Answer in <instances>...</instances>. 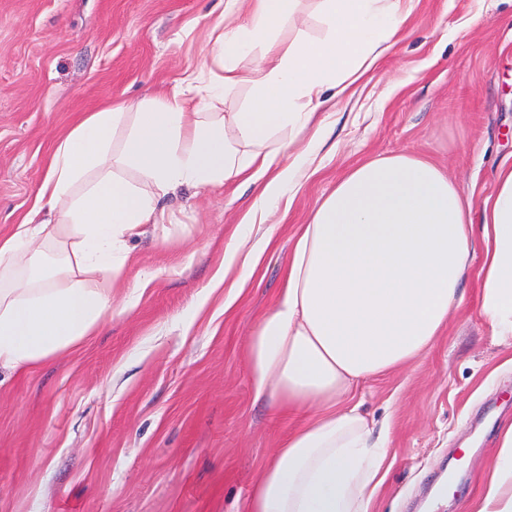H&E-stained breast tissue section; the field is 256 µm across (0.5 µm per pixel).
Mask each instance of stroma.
I'll return each mask as SVG.
<instances>
[{
	"mask_svg": "<svg viewBox=\"0 0 512 512\" xmlns=\"http://www.w3.org/2000/svg\"><path fill=\"white\" fill-rule=\"evenodd\" d=\"M372 77L317 113L324 144L232 308L225 267L256 187L181 186L165 223L128 241L110 314L77 347L0 371V512H234L287 433L254 396L244 346L274 303L291 238L356 160L406 150L464 195L512 160V0H413ZM219 0H0V236L31 207L55 138L107 100L169 96L208 58ZM463 313L415 368L349 398L388 422L393 464L374 512H461L498 422L512 418L506 350Z\"/></svg>",
	"mask_w": 512,
	"mask_h": 512,
	"instance_id": "35a3bbf8",
	"label": "stroma"
}]
</instances>
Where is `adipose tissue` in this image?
<instances>
[{
    "instance_id": "ef3b65f1",
    "label": "adipose tissue",
    "mask_w": 512,
    "mask_h": 512,
    "mask_svg": "<svg viewBox=\"0 0 512 512\" xmlns=\"http://www.w3.org/2000/svg\"><path fill=\"white\" fill-rule=\"evenodd\" d=\"M299 2L225 0L208 62L185 71L170 97L82 113L54 141L29 212L0 237V368L50 359L92 334L129 259L126 240L163 222L157 202L169 189L244 177L260 187L259 217L299 185L312 154L278 166L279 133L302 131L346 96L406 21L401 0H317L323 36L283 43ZM242 86L250 94L237 111L207 116L208 103ZM128 166L139 182L122 176ZM37 242L58 244L62 260L15 275ZM470 278L479 316L512 348V162L477 201L440 164L406 151L352 165L296 232L277 298L246 340L256 397L292 426L236 512H372L390 468L389 428L345 396L432 350ZM466 509L512 512V423Z\"/></svg>"
}]
</instances>
